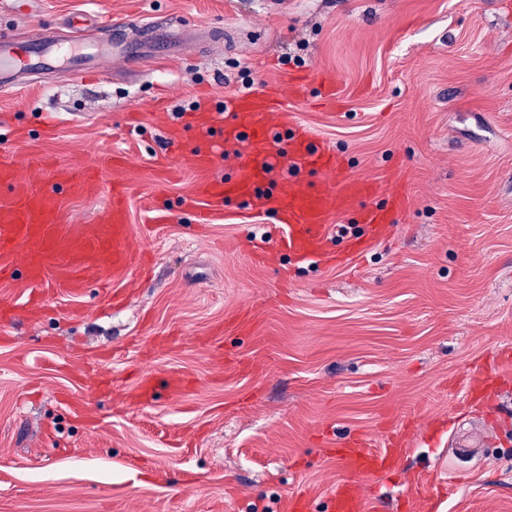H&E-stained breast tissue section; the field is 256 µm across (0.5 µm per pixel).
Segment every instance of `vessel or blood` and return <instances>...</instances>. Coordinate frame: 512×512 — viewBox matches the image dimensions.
Returning <instances> with one entry per match:
<instances>
[{
  "label": "vessel or blood",
  "instance_id": "vessel-or-blood-1",
  "mask_svg": "<svg viewBox=\"0 0 512 512\" xmlns=\"http://www.w3.org/2000/svg\"><path fill=\"white\" fill-rule=\"evenodd\" d=\"M168 24L154 21L146 29V40H139L106 24L99 30L98 42L102 59L132 61L141 54L144 41L155 47L167 45ZM69 55L62 42L46 33L28 35L17 43L9 35L0 34V91L16 92L21 88L22 72L41 78L53 75ZM199 141L191 150L187 163L205 170L213 163L215 142L232 141L242 150L244 160L231 179L207 181L197 188L205 200L206 211L200 222L212 219L210 204L237 198L248 205L260 206L272 213L285 227L274 241L249 244L252 262L265 263L270 253H285L301 260L327 257V223L331 215L342 214L363 197L372 195L373 183L352 178L342 161L323 148L317 135L299 123L283 103L270 95L237 94L225 98L220 111H213L209 98L186 120ZM284 132L287 148H280L277 132ZM297 168H311L326 176L323 188L314 189L291 180L272 185L271 174L281 162ZM126 164L123 154L110 152L99 157L94 168L72 170L52 167L46 174L62 190L83 195L100 191L112 174ZM0 281L24 275L29 285H38L46 275H53L62 285L78 292L91 281L106 284L107 276L131 270L136 255L130 247L132 228L128 210L113 197L97 223L71 224L59 230L55 197L35 191L20 178L8 163L0 165ZM390 210L407 206L404 194H390ZM390 210H376L367 216L371 238H385L389 229ZM403 451L398 444L373 448L363 441L351 443L340 459L356 481L337 484L329 498L331 512H368L369 505L357 486L358 480L369 481L398 468Z\"/></svg>",
  "mask_w": 512,
  "mask_h": 512
}]
</instances>
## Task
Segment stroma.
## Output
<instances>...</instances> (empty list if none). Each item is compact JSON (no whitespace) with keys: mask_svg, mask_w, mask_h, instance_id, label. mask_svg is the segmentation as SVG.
<instances>
[{"mask_svg":"<svg viewBox=\"0 0 512 512\" xmlns=\"http://www.w3.org/2000/svg\"><path fill=\"white\" fill-rule=\"evenodd\" d=\"M498 0H0V34L79 32L92 14L128 28L182 21L186 54L60 74L0 94V162L34 190L41 163L129 157L132 247L145 270L81 292L46 278L0 281L16 310L0 330V512H284L306 491L313 512L344 476L336 450L400 437L397 473L366 491L378 512H512V14ZM335 78L339 108L323 104ZM283 92L297 120L378 184L330 217L332 252L364 237L363 213L408 199L385 239L347 268L282 255L273 215L229 200L217 223L184 207L204 178L233 176L225 146L208 173L167 153V130L200 95ZM168 155V167L156 159ZM57 194L59 224L95 223L106 192ZM482 371L492 401L464 388ZM159 380L153 402L133 393ZM186 381L171 395L161 382ZM458 481L441 487L445 469Z\"/></svg>","mask_w":512,"mask_h":512,"instance_id":"35a3bbf8","label":"stroma"}]
</instances>
